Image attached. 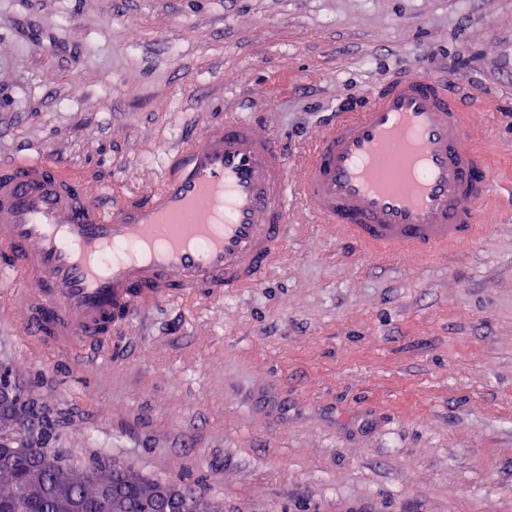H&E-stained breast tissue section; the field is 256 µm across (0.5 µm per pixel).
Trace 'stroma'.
I'll return each mask as SVG.
<instances>
[{"mask_svg": "<svg viewBox=\"0 0 512 512\" xmlns=\"http://www.w3.org/2000/svg\"><path fill=\"white\" fill-rule=\"evenodd\" d=\"M402 68L483 100L482 236L374 257L301 219L261 285L157 306L90 361L0 319L51 448L220 512H512V0H0V160L120 194L206 117L264 113L295 153Z\"/></svg>", "mask_w": 512, "mask_h": 512, "instance_id": "35a3bbf8", "label": "stroma"}]
</instances>
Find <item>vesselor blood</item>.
Listing matches in <instances>:
<instances>
[{"label":"vessel or blood","instance_id":"1","mask_svg":"<svg viewBox=\"0 0 512 512\" xmlns=\"http://www.w3.org/2000/svg\"><path fill=\"white\" fill-rule=\"evenodd\" d=\"M474 104L405 70L361 109L329 113L295 154L228 113L167 153L155 185L113 199L51 157L1 162L0 284L20 300L0 317L33 345L98 354L156 305L257 287L301 214L374 255L472 243L493 192Z\"/></svg>","mask_w":512,"mask_h":512}]
</instances>
